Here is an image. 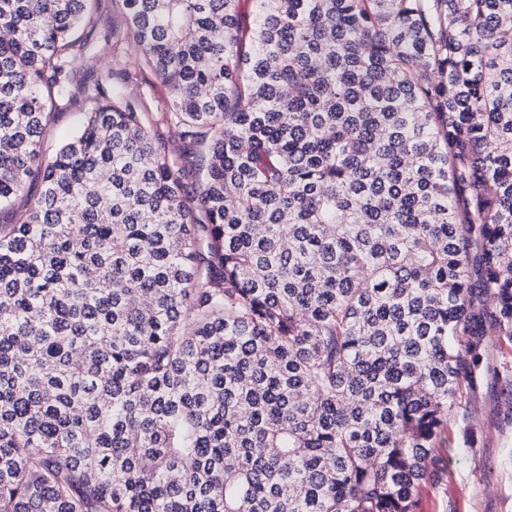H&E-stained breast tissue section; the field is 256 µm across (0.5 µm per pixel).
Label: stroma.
<instances>
[{
  "mask_svg": "<svg viewBox=\"0 0 512 512\" xmlns=\"http://www.w3.org/2000/svg\"><path fill=\"white\" fill-rule=\"evenodd\" d=\"M439 454L455 460L424 487L416 512H512V414L500 381L483 376L463 391Z\"/></svg>",
  "mask_w": 512,
  "mask_h": 512,
  "instance_id": "1",
  "label": "stroma"
}]
</instances>
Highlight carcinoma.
I'll list each match as a JSON object with an SVG mask.
<instances>
[{"label": "carcinoma", "mask_w": 512, "mask_h": 512, "mask_svg": "<svg viewBox=\"0 0 512 512\" xmlns=\"http://www.w3.org/2000/svg\"><path fill=\"white\" fill-rule=\"evenodd\" d=\"M239 2L121 0L98 75L0 0V512H415L512 376V0ZM127 91L131 96L146 99L148 102L146 118L151 122L156 119L157 109L163 107L169 98L167 87L148 71L140 73L138 80L129 84ZM84 108L82 102H79L59 110L55 122L50 125L45 134L44 145L54 149L68 139L75 131L79 122V113Z\"/></svg>", "instance_id": "cac0c4a2"}]
</instances>
